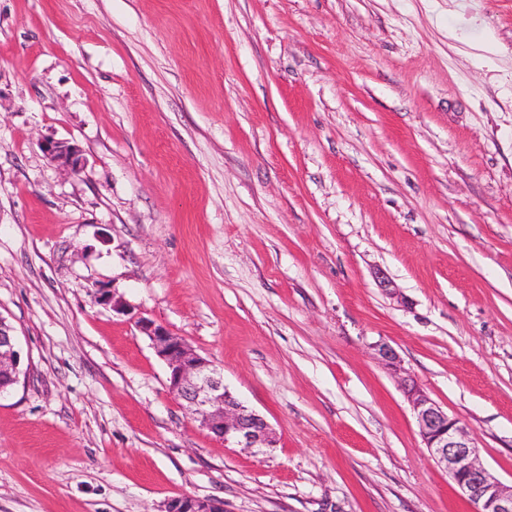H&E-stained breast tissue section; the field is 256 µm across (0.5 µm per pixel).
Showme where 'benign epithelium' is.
Listing matches in <instances>:
<instances>
[{
  "mask_svg": "<svg viewBox=\"0 0 512 512\" xmlns=\"http://www.w3.org/2000/svg\"><path fill=\"white\" fill-rule=\"evenodd\" d=\"M44 152L73 173L84 169L79 146L67 140L47 141ZM95 301L115 312H126L124 302L104 288L94 292ZM136 326L151 341L156 355L168 369V390L185 402L198 420L224 444L240 448H274L277 434L263 416L243 404L225 386L224 377L212 361L196 352L182 337L147 318ZM379 362L398 375L412 407L419 435L433 459L442 465L471 512H512V484L506 485L483 464L474 439L461 421L431 399L400 366L396 351L388 344L375 346ZM21 356L13 329L0 319V381H19ZM162 512H224L217 498L181 496L169 499Z\"/></svg>",
  "mask_w": 512,
  "mask_h": 512,
  "instance_id": "benign-epithelium-1",
  "label": "benign epithelium"
}]
</instances>
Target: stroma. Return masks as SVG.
I'll return each instance as SVG.
<instances>
[{"label":"stroma","instance_id":"obj_1","mask_svg":"<svg viewBox=\"0 0 512 512\" xmlns=\"http://www.w3.org/2000/svg\"><path fill=\"white\" fill-rule=\"evenodd\" d=\"M139 316L276 448L193 420ZM0 317V512H470L373 347L512 483V0H0ZM44 152L54 162L66 167L73 173H81L84 169V158L79 146L71 141H47L42 144ZM12 332L0 317V384L4 380L13 386L19 381L21 356ZM164 506L162 512H224V502L217 498L174 497Z\"/></svg>","mask_w":512,"mask_h":512}]
</instances>
